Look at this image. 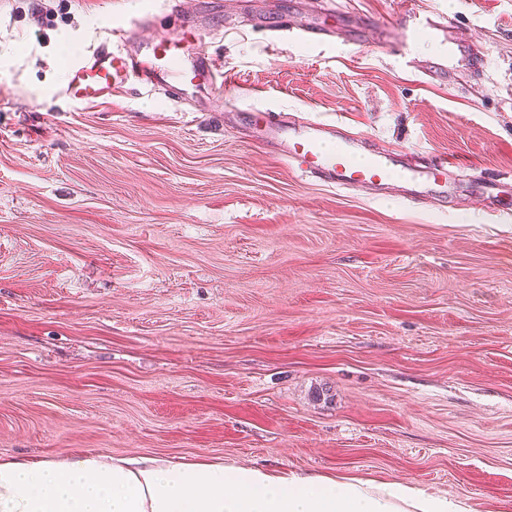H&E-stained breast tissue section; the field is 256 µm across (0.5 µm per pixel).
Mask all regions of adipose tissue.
<instances>
[{"mask_svg":"<svg viewBox=\"0 0 512 512\" xmlns=\"http://www.w3.org/2000/svg\"><path fill=\"white\" fill-rule=\"evenodd\" d=\"M0 512H468L413 486L223 460L0 456Z\"/></svg>","mask_w":512,"mask_h":512,"instance_id":"adipose-tissue-1","label":"adipose tissue"}]
</instances>
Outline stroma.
Here are the masks:
<instances>
[{"instance_id": "obj_1", "label": "stroma", "mask_w": 512, "mask_h": 512, "mask_svg": "<svg viewBox=\"0 0 512 512\" xmlns=\"http://www.w3.org/2000/svg\"><path fill=\"white\" fill-rule=\"evenodd\" d=\"M169 0H0V454L222 458L400 481L512 512V0H306L364 46L270 39L263 0H200L239 90L55 95ZM447 22V73L380 28ZM336 122L364 156L451 157L448 198L338 189L241 109Z\"/></svg>"}]
</instances>
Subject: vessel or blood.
<instances>
[{
  "mask_svg": "<svg viewBox=\"0 0 512 512\" xmlns=\"http://www.w3.org/2000/svg\"><path fill=\"white\" fill-rule=\"evenodd\" d=\"M402 36L393 48L400 57L410 55L417 36L427 35L441 48L442 61L455 58L459 46L448 35L447 25L429 16L405 19ZM271 36L299 37L307 41L334 38L333 29L302 26L288 10L270 27ZM208 29L186 20L171 31L137 45L104 41L72 60L56 95L68 104L87 105L111 99L113 92L140 83L168 93L174 100L189 91L205 90L215 100L234 91L230 73L218 67L208 51ZM252 124L259 127L262 143L270 146L297 171L337 188L370 186L377 189L393 183L413 187L422 194L431 189L447 190L449 171L458 169L452 159H442L425 167L397 164L385 154L374 155L367 163H356L359 140L343 134L338 125L309 123L295 125L283 112L270 108L250 110Z\"/></svg>",
  "mask_w": 512,
  "mask_h": 512,
  "instance_id": "b4317fda",
  "label": "vessel or blood"
}]
</instances>
